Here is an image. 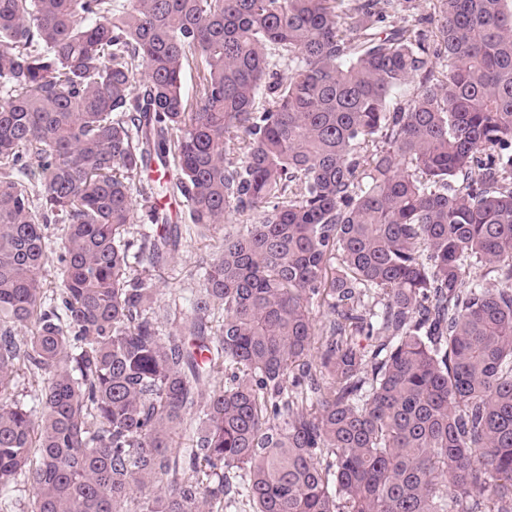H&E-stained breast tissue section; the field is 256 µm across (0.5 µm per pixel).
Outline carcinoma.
<instances>
[{"mask_svg":"<svg viewBox=\"0 0 512 512\" xmlns=\"http://www.w3.org/2000/svg\"><path fill=\"white\" fill-rule=\"evenodd\" d=\"M414 2L0 0V504L512 512V0ZM159 202L171 217L170 224H177L182 233L179 252L161 270L159 303L177 312L188 313L190 301L203 285L202 258H206L221 243L222 234L213 238L201 237L189 222L186 211L178 199L163 197ZM60 224H51L47 231V262L45 266L48 282L52 281L51 287L60 283L59 255L61 254V230Z\"/></svg>","mask_w":512,"mask_h":512,"instance_id":"1","label":"carcinoma"}]
</instances>
